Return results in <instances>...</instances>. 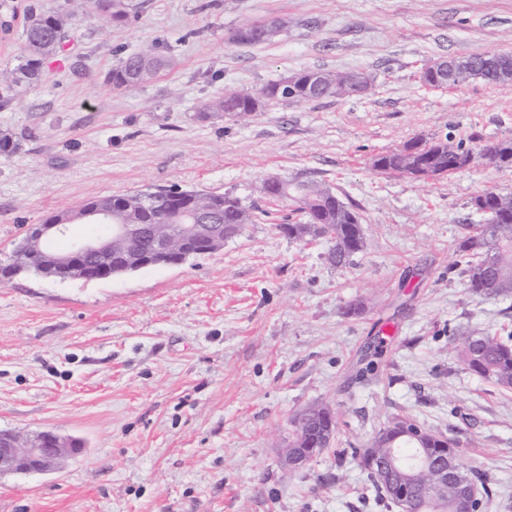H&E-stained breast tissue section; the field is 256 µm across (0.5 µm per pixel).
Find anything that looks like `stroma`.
Listing matches in <instances>:
<instances>
[{
  "label": "stroma",
  "instance_id": "stroma-1",
  "mask_svg": "<svg viewBox=\"0 0 512 512\" xmlns=\"http://www.w3.org/2000/svg\"><path fill=\"white\" fill-rule=\"evenodd\" d=\"M0 31V69L25 54L28 7ZM111 28L94 13L67 29L0 106V264L28 225L82 200L147 187L229 192L264 210L223 250L109 280L0 284V431L50 430L84 448L46 474L0 477V512H398L376 505L353 449L395 414L451 436L512 512V392L460 362L464 332L512 336V296L466 286L460 239L485 224L472 206L512 192V168L478 160L439 178L377 172L410 141L481 147L512 139V83L434 89V62L512 52V0H130ZM287 18V36L234 41L247 20ZM154 46L171 68L113 89L127 52ZM304 70H360L370 93L278 102L243 122L204 111L235 87L256 92ZM271 176L332 190L362 220L343 267L322 238L277 229L289 202ZM358 306L348 314L349 306ZM378 369L358 378L370 346ZM328 405L329 449L299 470L283 450L294 416Z\"/></svg>",
  "mask_w": 512,
  "mask_h": 512
}]
</instances>
